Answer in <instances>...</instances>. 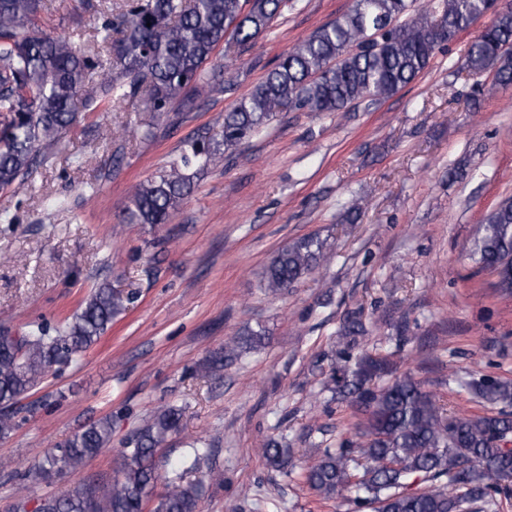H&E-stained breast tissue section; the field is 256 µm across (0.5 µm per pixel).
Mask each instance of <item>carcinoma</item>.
<instances>
[{
    "label": "carcinoma",
    "instance_id": "cac0c4a2",
    "mask_svg": "<svg viewBox=\"0 0 512 512\" xmlns=\"http://www.w3.org/2000/svg\"><path fill=\"white\" fill-rule=\"evenodd\" d=\"M353 0L346 13L299 42L245 97L224 113L219 136L183 144L179 157L139 184L125 209L128 224L166 223L190 194L197 174L220 163L283 110L339 112L364 100L391 98L427 69L436 53L478 16L492 19L471 44L469 75L492 76L493 89L512 86V3L495 0ZM284 0H126L125 9L101 16L93 39L101 49L81 51L70 35L42 31L44 0H0V188L21 185L44 161L78 115L74 100L91 88L83 107L105 112L114 103L141 97L164 113L216 88L205 67L230 37L246 48L281 15ZM478 268L498 274L497 288L512 293V199L480 225L468 248ZM330 257L328 240L300 238L271 259L266 288L295 287ZM127 299L108 283L93 287L79 310L55 328L38 325L14 336L0 331V438L16 426L13 407L52 373L80 356L126 310ZM366 332L363 312L344 320L343 365L334 369L332 399H347L364 414L350 438L325 448L302 469L304 483L321 500L349 493L365 512H497V495L512 482V380L483 375L468 382L472 397L498 408L463 415L445 409L389 355L353 354ZM265 334L245 327L201 367L224 364L264 346ZM183 409L157 410L121 451L117 475L43 499L35 512H144L157 480L154 454L181 427ZM112 418L83 427L47 451L23 479L51 483L104 451ZM262 454L280 468L289 449L266 442ZM210 449L190 446L165 476L166 492L155 512H200L202 486L185 481ZM429 483L414 490L418 481Z\"/></svg>",
    "mask_w": 512,
    "mask_h": 512
}]
</instances>
